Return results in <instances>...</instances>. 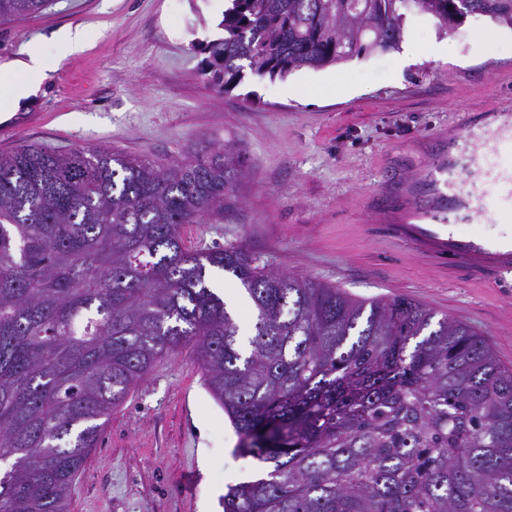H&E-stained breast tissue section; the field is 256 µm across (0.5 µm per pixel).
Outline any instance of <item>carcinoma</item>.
Listing matches in <instances>:
<instances>
[{"label":"carcinoma","mask_w":512,"mask_h":512,"mask_svg":"<svg viewBox=\"0 0 512 512\" xmlns=\"http://www.w3.org/2000/svg\"><path fill=\"white\" fill-rule=\"evenodd\" d=\"M47 0H0V23ZM454 0H231L202 71L284 78L441 33ZM512 26V0H471ZM234 144L162 163L106 148L0 154V512H69L70 488L132 388L191 350L237 451L264 464L224 512H512V369L468 325L405 297L360 300L268 268L243 245L189 247L235 212ZM233 275L252 334L209 284Z\"/></svg>","instance_id":"1"}]
</instances>
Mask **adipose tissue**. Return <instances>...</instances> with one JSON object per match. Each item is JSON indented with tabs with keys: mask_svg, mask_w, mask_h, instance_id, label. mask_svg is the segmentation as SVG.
<instances>
[{
	"mask_svg": "<svg viewBox=\"0 0 512 512\" xmlns=\"http://www.w3.org/2000/svg\"><path fill=\"white\" fill-rule=\"evenodd\" d=\"M53 70V62L36 41L26 44L14 57L1 60L0 115L30 110Z\"/></svg>",
	"mask_w": 512,
	"mask_h": 512,
	"instance_id": "adipose-tissue-1",
	"label": "adipose tissue"
}]
</instances>
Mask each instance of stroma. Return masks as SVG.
<instances>
[{
    "label": "stroma",
    "instance_id": "1",
    "mask_svg": "<svg viewBox=\"0 0 512 512\" xmlns=\"http://www.w3.org/2000/svg\"><path fill=\"white\" fill-rule=\"evenodd\" d=\"M215 0H50L42 12L0 24V59L40 40L56 70L38 105L0 124V153L22 144L52 151L104 147L153 160L210 156L230 142L242 154L241 205L218 224L185 225L187 245H245L284 273L333 284L359 298L406 296L484 335L512 369V285L461 262L433 264L391 237L382 212L403 193L441 187L427 159L448 154L438 130L472 112L492 117L512 102V28L483 16L448 34L434 56L433 21L411 18L417 59L372 54L287 79L245 73L230 90L201 72L197 44L220 38ZM80 27L90 45L67 55L53 41ZM311 91L287 93L288 82ZM488 217L465 233L512 240V207L488 196ZM241 330L250 298L212 272ZM240 437L211 397L190 350L162 359L113 411L77 475L71 512H223L229 486L262 471L238 454Z\"/></svg>",
    "mask_w": 512,
    "mask_h": 512
}]
</instances>
